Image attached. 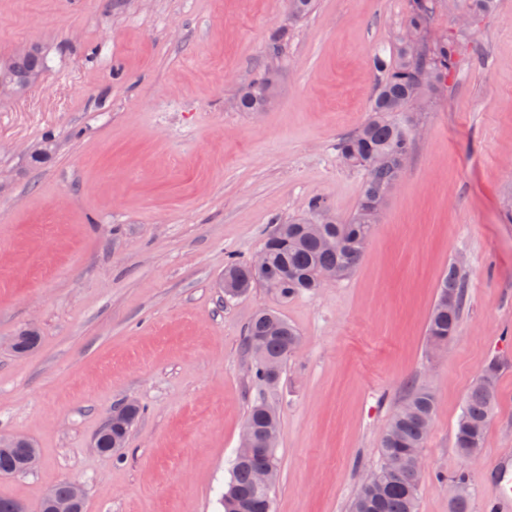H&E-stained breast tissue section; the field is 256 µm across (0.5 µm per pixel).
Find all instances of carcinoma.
<instances>
[{
	"label": "carcinoma",
	"mask_w": 512,
	"mask_h": 512,
	"mask_svg": "<svg viewBox=\"0 0 512 512\" xmlns=\"http://www.w3.org/2000/svg\"><path fill=\"white\" fill-rule=\"evenodd\" d=\"M497 0H468L471 17L490 14ZM435 11L434 0H409L408 10L389 54L377 53L372 66L377 84L365 122L354 133L336 143L339 160L364 173L360 199L350 215L341 220L319 199L310 201L308 212L296 219L274 225L264 244V267L230 256L224 265V302L245 296L260 286L281 303L323 285L330 276L341 280L361 261L379 216L375 205L387 196L403 174L402 158L411 153L414 130L427 111L430 94L445 85L457 65L458 38L430 37ZM44 67L33 54L19 57L8 75L0 80L25 85ZM273 70H267L245 86L233 101L243 112H262L274 99ZM466 300L465 284L455 263L448 266L439 283L436 301L427 324L428 343L434 348L448 345L455 337ZM298 331L273 311L257 313L246 327L244 351L251 358V377L257 392L250 402L246 424L254 433L253 454L235 458L231 477L222 496L224 512H270L271 491L278 473L276 448L267 438L278 434L279 421L272 401L288 358L298 349ZM500 367L487 363L468 389L455 430V448L469 459L483 448L487 423L497 400ZM435 412V395L425 386L410 389L404 403L393 413L382 435V462L373 481L362 484L350 504V512H417L421 493L419 475L397 468V462L410 463L421 451ZM136 404L112 409V424L104 425L97 440L104 453H112L113 440H125L120 423L135 421ZM39 457L32 445L0 447V475L9 476L30 470L28 456ZM270 473L268 484L258 483L259 472ZM457 487L458 497L449 501L450 512H467L471 481L467 471L448 478ZM52 500L42 499L39 512H51V501L67 500L71 482L63 481L50 490Z\"/></svg>",
	"instance_id": "cac0c4a2"
}]
</instances>
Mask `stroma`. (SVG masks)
I'll list each match as a JSON object with an SVG mask.
<instances>
[{
  "instance_id": "obj_1",
  "label": "stroma",
  "mask_w": 512,
  "mask_h": 512,
  "mask_svg": "<svg viewBox=\"0 0 512 512\" xmlns=\"http://www.w3.org/2000/svg\"><path fill=\"white\" fill-rule=\"evenodd\" d=\"M408 0H0V74L36 49L31 85H0V438L39 448L0 497L37 512L70 480L86 512H223L255 394L245 330L273 309L301 344L278 395L273 512H348L380 463L412 385L435 393L417 512H449L468 471L469 512H489L494 458L512 449V0L472 21L460 64L422 118L405 171L352 274L280 303H225L229 256L254 257L311 199L357 206L362 173L336 157L365 121ZM280 43H272L277 30ZM267 111L233 99L265 68ZM466 282L455 338L425 331L450 263ZM38 344L16 353L18 331ZM498 400L479 455L454 431L489 361ZM141 414L126 443H92L112 407Z\"/></svg>"
}]
</instances>
